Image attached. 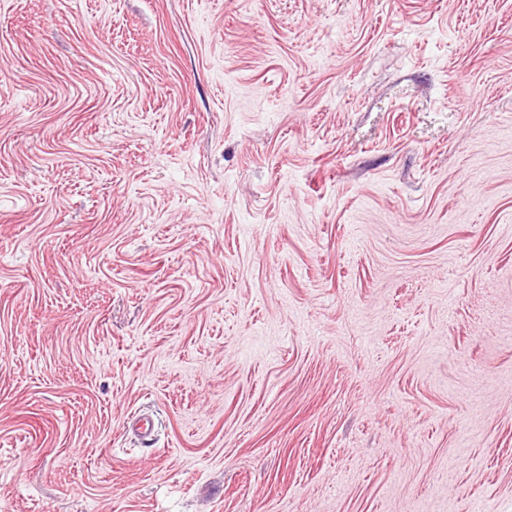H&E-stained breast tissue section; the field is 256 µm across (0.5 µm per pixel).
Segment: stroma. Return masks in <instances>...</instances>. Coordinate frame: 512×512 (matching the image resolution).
<instances>
[{
    "mask_svg": "<svg viewBox=\"0 0 512 512\" xmlns=\"http://www.w3.org/2000/svg\"><path fill=\"white\" fill-rule=\"evenodd\" d=\"M0 512H512V0H0Z\"/></svg>",
    "mask_w": 512,
    "mask_h": 512,
    "instance_id": "obj_1",
    "label": "stroma"
}]
</instances>
